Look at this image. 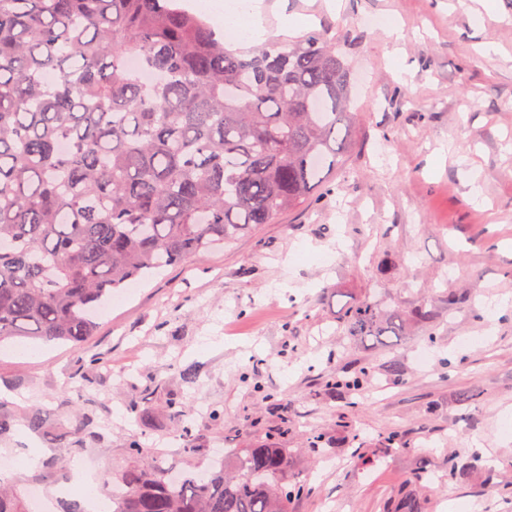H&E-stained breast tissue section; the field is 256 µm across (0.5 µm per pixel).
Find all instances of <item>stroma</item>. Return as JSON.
I'll use <instances>...</instances> for the list:
<instances>
[{"instance_id": "1", "label": "stroma", "mask_w": 512, "mask_h": 512, "mask_svg": "<svg viewBox=\"0 0 512 512\" xmlns=\"http://www.w3.org/2000/svg\"><path fill=\"white\" fill-rule=\"evenodd\" d=\"M269 30L282 15L298 32L328 26L355 77L352 139L329 183L306 207L262 224L224 250L166 268L127 300L109 303L84 351L55 343L0 348V393L17 417L0 457L38 451L62 476L35 468L4 480L38 482L46 498L74 482L89 460L97 482L130 465L210 467L217 449L263 440L282 417L290 472L308 496L292 512H385L415 462L430 460L424 512H512V0H266ZM402 24L393 48L384 27ZM476 177L484 202L472 201ZM329 262H321V255ZM459 296L449 307L444 291ZM374 297L402 326L390 349L347 336L345 305ZM433 315L425 323L417 309ZM436 345H428L429 329ZM431 349L428 368L415 357ZM99 365H91V358ZM399 373H391L392 362ZM196 370L194 381L183 377ZM367 377L352 393L331 378ZM78 413L66 398L76 376ZM463 388L477 398L458 403ZM198 413V448L182 450L173 403ZM224 419L211 422L207 410ZM50 416L66 442L25 423ZM89 421L78 439L77 418ZM398 433L404 450L360 464L361 449ZM323 437L324 452L302 443ZM141 451L130 457L131 442ZM456 477H449V467Z\"/></svg>"}]
</instances>
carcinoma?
<instances>
[{
  "mask_svg": "<svg viewBox=\"0 0 512 512\" xmlns=\"http://www.w3.org/2000/svg\"><path fill=\"white\" fill-rule=\"evenodd\" d=\"M350 79L325 31L242 49L178 0H0V345L81 349L129 284L304 208L350 139ZM340 324L362 343L399 335L368 299ZM287 434L284 419L202 479L132 465L112 512H290L307 484ZM427 476L418 462L399 512H422ZM0 512H24L1 478Z\"/></svg>",
  "mask_w": 512,
  "mask_h": 512,
  "instance_id": "1",
  "label": "carcinoma"
}]
</instances>
